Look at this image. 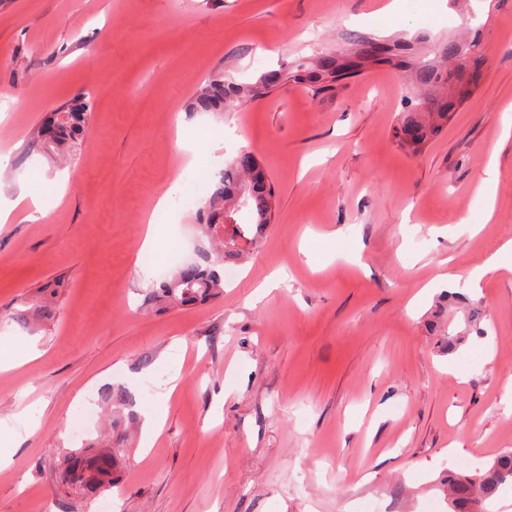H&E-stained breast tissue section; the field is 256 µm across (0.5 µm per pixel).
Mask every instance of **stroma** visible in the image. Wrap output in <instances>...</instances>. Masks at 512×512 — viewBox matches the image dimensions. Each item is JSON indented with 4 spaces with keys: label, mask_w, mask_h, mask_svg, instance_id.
I'll return each mask as SVG.
<instances>
[{
    "label": "stroma",
    "mask_w": 512,
    "mask_h": 512,
    "mask_svg": "<svg viewBox=\"0 0 512 512\" xmlns=\"http://www.w3.org/2000/svg\"><path fill=\"white\" fill-rule=\"evenodd\" d=\"M382 3L0 0V147L46 207L40 222L0 225V314L63 283L53 319L0 328L19 362L0 370V448L12 453L0 512H101L56 473L107 446L116 512H448L447 466L471 472L512 449V275L469 280L512 239V0H401L393 15ZM472 26L485 77L416 155L393 136L411 96L393 64L319 95L291 82L227 112L191 110L217 74L254 83L363 38L428 46ZM80 96L94 110L78 149H34L50 105ZM242 149L268 172L272 223L242 244L223 295L152 301L138 269L155 196L189 159L190 185ZM492 159L489 219L477 180ZM157 222L158 261L211 247L178 203ZM455 287L483 305L485 334L448 356L428 320ZM109 387L130 399L95 401L99 425L77 430L82 396ZM149 409L164 428L147 449Z\"/></svg>",
    "instance_id": "1"
}]
</instances>
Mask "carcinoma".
Listing matches in <instances>:
<instances>
[{"instance_id": "carcinoma-1", "label": "carcinoma", "mask_w": 512, "mask_h": 512, "mask_svg": "<svg viewBox=\"0 0 512 512\" xmlns=\"http://www.w3.org/2000/svg\"><path fill=\"white\" fill-rule=\"evenodd\" d=\"M463 52L450 40L433 49L448 62L442 69L423 57L410 68L413 87L419 91L411 109L403 113L396 134L400 145L416 154L448 124L459 102L465 100L480 82L487 55L479 34L464 39ZM384 49L378 43L361 39L353 56L342 57L328 53L316 62L299 64L271 74L258 84L226 82L221 76L211 78L194 98L192 111L222 112L235 104L259 99L271 86L279 83H307L318 91L327 90L347 79L365 66L384 61ZM93 109L91 100L78 97L51 114L46 124L38 127L33 145L44 151L67 149L77 143L87 129ZM274 205L273 191L260 160L249 150L237 153L232 162L220 172V179L198 212L199 226L207 231L231 221L233 235L224 241V249L212 253L202 251L196 258L179 266L171 277L162 280L152 293L154 299L174 305H191L209 295L223 293L224 276L218 267L240 255L236 239H248L251 226L264 228L270 223ZM247 210V222L237 216ZM441 319L431 323V334L447 354L457 352L471 331L481 336L487 332L477 327L480 309L459 291H447L439 305ZM112 452L102 451L90 457L75 456L66 466L70 481L63 485L92 498L112 489ZM512 485V449L505 450L483 468L471 474L448 471V506L452 512H485L484 503L506 493Z\"/></svg>"}]
</instances>
